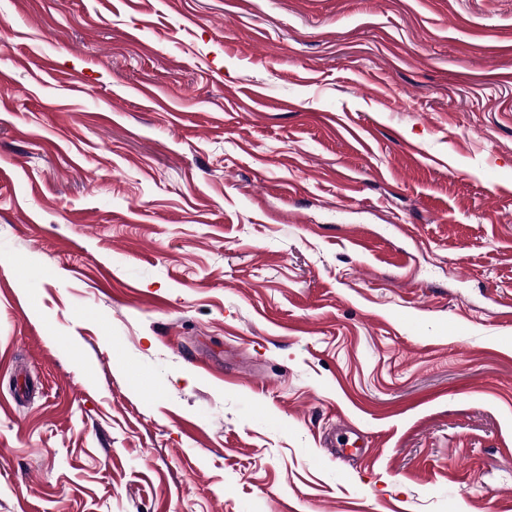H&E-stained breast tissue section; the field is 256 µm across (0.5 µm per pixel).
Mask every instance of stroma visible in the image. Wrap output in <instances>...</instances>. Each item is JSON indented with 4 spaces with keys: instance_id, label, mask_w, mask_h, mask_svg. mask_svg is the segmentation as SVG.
<instances>
[{
    "instance_id": "35a3bbf8",
    "label": "stroma",
    "mask_w": 512,
    "mask_h": 512,
    "mask_svg": "<svg viewBox=\"0 0 512 512\" xmlns=\"http://www.w3.org/2000/svg\"><path fill=\"white\" fill-rule=\"evenodd\" d=\"M0 512H512V0H0Z\"/></svg>"
}]
</instances>
